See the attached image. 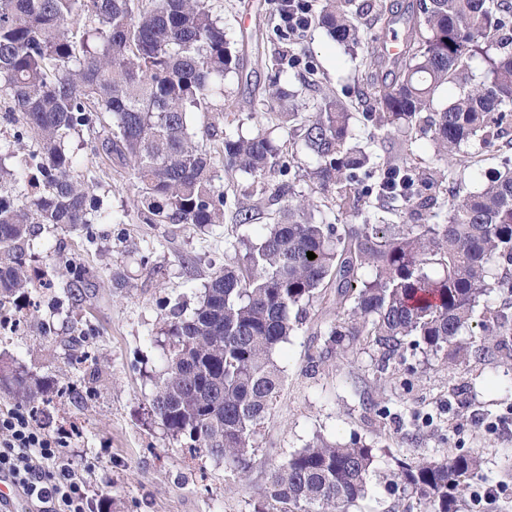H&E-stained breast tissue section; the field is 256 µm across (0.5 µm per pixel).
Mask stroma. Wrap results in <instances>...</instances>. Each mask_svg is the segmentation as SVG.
I'll return each mask as SVG.
<instances>
[{
  "label": "stroma",
  "instance_id": "stroma-1",
  "mask_svg": "<svg viewBox=\"0 0 512 512\" xmlns=\"http://www.w3.org/2000/svg\"><path fill=\"white\" fill-rule=\"evenodd\" d=\"M280 0H210L243 74H228L224 97L212 112L190 115L192 130L212 123L249 135L263 130L279 141H299L291 125H277L259 99L272 63L286 50L272 29ZM303 44L316 69L282 64L281 85L312 102L330 89L353 112L354 132L385 157L389 140L370 139L362 112L370 102L369 76L360 56L347 53L325 30L308 28ZM77 172L97 170L92 185L113 221L77 229L43 225L26 244L35 288L1 307L21 317L15 332L0 333V363L53 386L50 401L36 402L35 418L49 433L65 432L68 455L87 485L88 512H252L273 464L316 436L346 442L361 437L372 446L375 473L365 495L349 512H393L397 502L386 479L399 459L444 458L475 451L482 468L471 479L463 512H483L480 495L496 487L492 512H512V364L448 365L425 355L391 361L377 372L378 354L368 345L345 358L310 368L309 354L335 324L336 306L313 304L302 326L280 344L275 357L283 388L268 417L247 479L224 463L191 456L153 414L149 399L165 364L162 348L164 300L194 309L201 285L213 269L235 261L228 242L256 238L269 217L253 223L197 227L143 224L139 199L122 168L94 155L87 135H70ZM468 158L450 167L449 186L458 195L483 189L501 154L478 143ZM89 269L91 284L74 288L73 273ZM379 410H366V397Z\"/></svg>",
  "mask_w": 512,
  "mask_h": 512
}]
</instances>
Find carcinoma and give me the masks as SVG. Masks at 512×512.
I'll use <instances>...</instances> for the list:
<instances>
[{
  "instance_id": "obj_1",
  "label": "carcinoma",
  "mask_w": 512,
  "mask_h": 512,
  "mask_svg": "<svg viewBox=\"0 0 512 512\" xmlns=\"http://www.w3.org/2000/svg\"><path fill=\"white\" fill-rule=\"evenodd\" d=\"M367 12L386 28L405 25L397 53L383 42L362 45L356 21ZM81 15L90 24L73 27ZM313 23L339 44L363 46L371 138L396 134L402 148L427 137L448 162L473 141L495 145L507 135L512 0H410L400 13L377 0H319ZM478 55L487 68L480 81L470 67ZM235 71L243 65L208 0H0V118L16 128L15 143L36 141L41 163L35 176L6 163L10 148L0 153V201H9L0 204V301L33 286L21 242L34 225L112 223V211L91 191L93 171H74L66 139L75 132L126 170L143 224L224 223L216 154L227 174L251 180L232 223L252 222L254 196L269 207L287 200L258 241L230 243L244 247L243 262L212 271L191 313L167 301L166 368L151 397L172 438L245 478L282 386L274 351L318 296L332 298L341 321L309 355L313 368L361 342L377 350L381 374L408 350L454 364L496 354L512 362V155L481 191L448 198L441 168L395 157L375 163L351 142L352 113L335 92L322 93L304 115L295 94L274 80L262 105L299 124L315 158L302 174L311 193L302 194L294 189V152L269 133L231 134L214 125L190 131L189 113L224 95V77ZM445 85L455 94L437 109L434 96ZM276 173L288 179L273 184ZM331 194L337 215L362 223L316 219L318 197ZM377 207L407 221L390 224ZM491 262L501 269L493 277ZM497 288L509 297L484 306L483 337H464L480 301ZM0 390L20 406L46 393L7 366ZM373 465V449L362 441L318 437L272 466L254 512H269L273 502L278 512H349ZM481 466L475 452L399 460L390 489L427 512H461Z\"/></svg>"
}]
</instances>
